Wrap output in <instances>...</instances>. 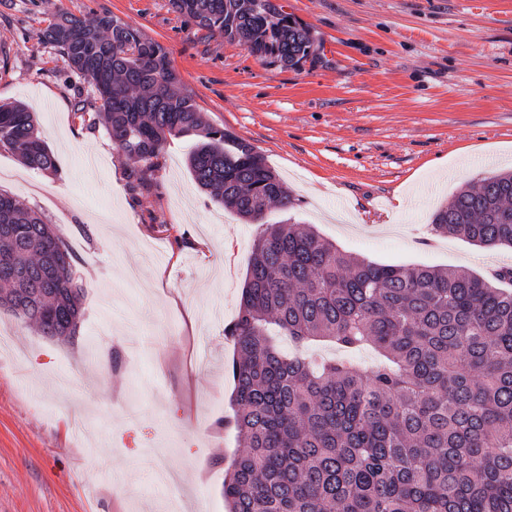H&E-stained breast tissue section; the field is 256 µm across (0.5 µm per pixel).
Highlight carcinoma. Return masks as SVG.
Listing matches in <instances>:
<instances>
[{
    "label": "carcinoma",
    "mask_w": 512,
    "mask_h": 512,
    "mask_svg": "<svg viewBox=\"0 0 512 512\" xmlns=\"http://www.w3.org/2000/svg\"><path fill=\"white\" fill-rule=\"evenodd\" d=\"M210 35L298 69L311 30L279 0H170ZM96 31L58 11L43 40L92 87L86 129L102 124L138 166L136 189L171 137H190L194 182L256 224L236 319L232 422L244 448L224 476L230 512H512V269L468 272L379 264L340 251L306 224L267 221L294 200L255 148L208 124L163 44L104 13ZM58 172L33 113L0 104V152ZM439 235L512 248V172L460 189L431 217ZM0 292L10 314L49 338L76 335L80 259L35 210L0 191ZM365 345L385 361L363 374L336 359L283 353L275 337Z\"/></svg>",
    "instance_id": "1"
}]
</instances>
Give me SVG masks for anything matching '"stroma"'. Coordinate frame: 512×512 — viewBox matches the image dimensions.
<instances>
[{
  "label": "stroma",
  "mask_w": 512,
  "mask_h": 512,
  "mask_svg": "<svg viewBox=\"0 0 512 512\" xmlns=\"http://www.w3.org/2000/svg\"><path fill=\"white\" fill-rule=\"evenodd\" d=\"M320 45L301 69L210 36L169 0H0V104L36 112L50 174L0 152V190L80 259L75 338L0 311V512H228L238 313L256 225L212 202L170 139L148 189L42 39L57 8L108 12L171 53L207 121L249 142L299 205L293 223L366 260L489 278L512 249L433 235L469 183L512 168V0H285ZM122 366L112 370L111 350Z\"/></svg>",
  "instance_id": "35a3bbf8"
}]
</instances>
